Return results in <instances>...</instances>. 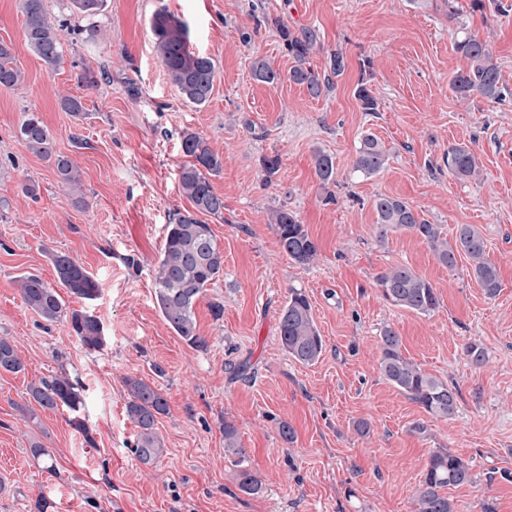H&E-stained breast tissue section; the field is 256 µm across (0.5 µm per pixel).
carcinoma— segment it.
Listing matches in <instances>:
<instances>
[{
    "label": "carcinoma",
    "mask_w": 512,
    "mask_h": 512,
    "mask_svg": "<svg viewBox=\"0 0 512 512\" xmlns=\"http://www.w3.org/2000/svg\"><path fill=\"white\" fill-rule=\"evenodd\" d=\"M106 0H69L70 8L85 18H95L105 7ZM24 34L27 46L48 67L59 65L62 58L60 27L49 20L43 0H22ZM283 45L296 65L288 79L303 86L313 98L320 97L333 86V78L341 76L346 60L339 51L330 54L329 70L319 74L307 65L309 57L321 46L319 31L312 27L298 30L285 24L278 25ZM150 31L156 54L161 59L170 81L178 89L184 103L201 106L213 91L215 64L205 55L189 48L187 25L178 17L161 8L150 19ZM453 50L462 56L469 67L456 71L450 78L451 91L460 98L474 95L499 101L504 97L500 85V68L488 44L459 29L449 30ZM256 81L274 84L281 79L265 59L257 57L252 65ZM22 72L15 66L12 50L0 43V86L11 89L21 83ZM364 111L376 110L377 102L367 85L355 90ZM60 107L75 118L85 115L83 97L65 95ZM20 141L28 151L53 160L54 170L61 183L80 189V171L68 156L52 152L53 132L34 114L24 116L19 127ZM184 153L193 158L181 169V193L190 201L192 209L177 213L174 223L167 225L165 240L155 276V302L166 322L176 335L190 345L202 348L206 341L197 333L194 307L204 288L224 271V253L219 248L210 225L199 220L197 214L219 216L224 213V196L215 192L209 177L219 174L224 158L215 152L207 140L194 132L182 134ZM387 162L386 153L372 133L360 139L353 171L369 178L379 173ZM448 173L459 180L478 179L480 166L474 152L466 146L448 148L444 157ZM315 174L320 188L327 190L336 182L333 157L318 151L314 155ZM376 224L381 233L408 230L433 249L439 262L452 269L457 257L464 255L470 262L476 282L486 296L493 298L501 288L499 270L486 255L484 240L470 224H460L453 240L441 237L439 225L426 220L408 201L388 195H378L373 201ZM270 224L282 251L294 263L307 267L318 257L317 244L310 237L297 215L287 209L272 212ZM60 287L87 300L96 299L102 284L77 260L65 253L52 255ZM377 283L384 298L395 306L422 316H429L439 307V297L432 284L401 265L378 275ZM21 294L27 306L41 319L54 323L61 319L70 322L78 340L90 350L104 346L105 336L99 320L84 310H67L66 302L58 290L34 274L20 276ZM280 340L289 357L304 365L320 360L324 341L320 335L308 297L297 288L288 289V300L279 317ZM381 359L379 366L384 378L400 394L421 406L427 413L445 419L458 410L459 390L455 386L424 373L404 355L402 338L390 326L380 333ZM24 364L15 346L0 337V370L18 373ZM126 413L138 428L135 452L148 462L159 455L162 444L156 433L157 417L166 413L167 401L145 381L128 377ZM29 395L44 409L65 408L72 413L80 411L83 398L79 384L69 373H60L29 386ZM224 447L239 456L241 466L240 487L249 494L259 491V485L245 465L239 449L237 429L224 422ZM472 481L470 465L448 451L433 453L427 464L422 484L413 495L414 512H455L454 504L441 490L458 487Z\"/></svg>",
    "instance_id": "cac0c4a2"
}]
</instances>
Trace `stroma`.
I'll return each instance as SVG.
<instances>
[{"label":"stroma","instance_id":"35a3bbf8","mask_svg":"<svg viewBox=\"0 0 512 512\" xmlns=\"http://www.w3.org/2000/svg\"><path fill=\"white\" fill-rule=\"evenodd\" d=\"M68 0H44L64 29L62 60L48 68L26 45L21 0H0V42L12 46L22 83L0 89V337L25 368L0 373V512H412L431 452L466 460L473 480L448 489L456 512H512V9L472 11L471 0H107L102 15L72 13ZM185 22L190 47L216 65L201 106L184 104L157 56L149 29L159 7ZM313 27L321 47L314 70L342 51L344 74L313 98L288 80L294 65L276 27ZM488 41L505 100L457 99L451 76L467 62L450 28ZM280 74L273 85L251 74L254 58ZM93 73L99 85L85 90ZM367 82L377 109L355 97ZM140 89L127 94L128 83ZM84 98L74 119L59 100ZM35 114L52 130L57 153L81 171V191L62 186L49 160L27 151L19 126ZM223 155L211 180L224 213L207 217L224 253V274L196 302L197 349L175 335L155 304V268L166 229L188 209L180 171L190 159L183 131ZM388 154L371 178L354 174L363 132ZM469 146L484 178L461 181L442 157ZM336 164L327 202L313 154ZM280 168L266 177L262 160ZM32 183L36 196L23 187ZM401 197L452 238L474 226L500 269L488 298L466 257L443 266L431 247L405 231L381 233L376 195ZM295 212L319 248L309 267L280 249L272 210ZM62 252L103 285L95 300L71 293L69 309L93 314L102 349L85 348L70 323L44 322L24 303L19 276L58 279L50 255ZM135 256L139 268L124 259ZM404 265L431 282L438 309L422 316L386 301L378 273ZM308 296L325 352L303 365L283 351L279 311L288 291ZM224 307L214 319L211 304ZM392 326L404 353L426 373L458 387L453 418L429 415L400 395L379 368V335ZM486 351L470 364L465 348ZM244 365L243 375L230 371ZM67 369L84 386L78 415L41 409L28 394L40 378ZM154 384L168 411L156 431L163 451L142 462L133 450L124 380ZM235 425L259 493L239 487L235 456L224 448V422ZM371 425L369 434L356 430ZM295 431L284 442L280 423ZM51 452L54 472L30 453Z\"/></svg>","mask_w":512,"mask_h":512}]
</instances>
